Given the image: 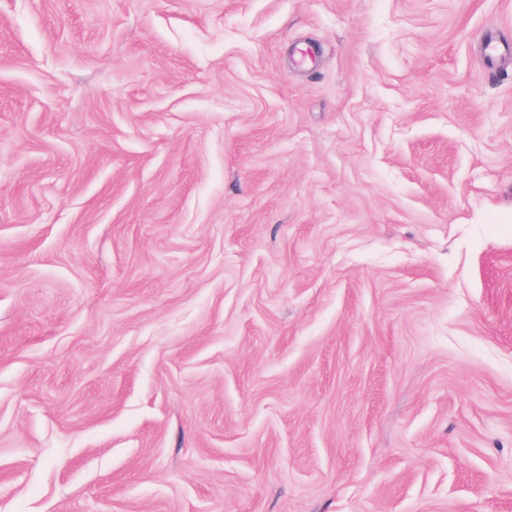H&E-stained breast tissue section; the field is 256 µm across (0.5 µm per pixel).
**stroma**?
I'll list each match as a JSON object with an SVG mask.
<instances>
[{
    "label": "stroma",
    "mask_w": 512,
    "mask_h": 512,
    "mask_svg": "<svg viewBox=\"0 0 512 512\" xmlns=\"http://www.w3.org/2000/svg\"><path fill=\"white\" fill-rule=\"evenodd\" d=\"M0 512H512V0H0Z\"/></svg>",
    "instance_id": "stroma-1"
}]
</instances>
